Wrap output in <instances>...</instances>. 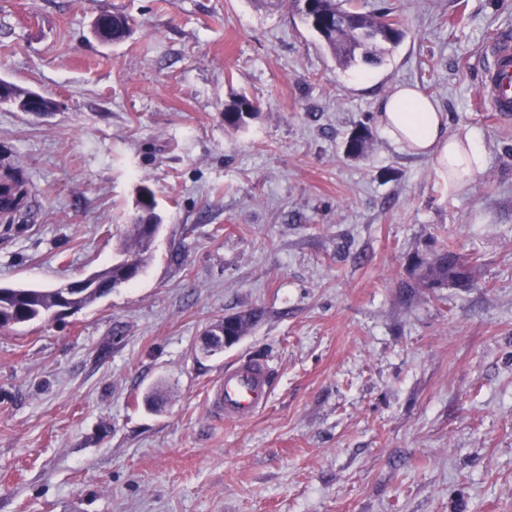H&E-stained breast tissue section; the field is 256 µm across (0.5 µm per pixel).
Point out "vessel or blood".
<instances>
[{
	"label": "vessel or blood",
	"mask_w": 512,
	"mask_h": 512,
	"mask_svg": "<svg viewBox=\"0 0 512 512\" xmlns=\"http://www.w3.org/2000/svg\"><path fill=\"white\" fill-rule=\"evenodd\" d=\"M483 103L501 118H512V37L502 36L487 49L483 70ZM272 391V370L263 360L250 358L225 368L208 393L210 408L225 422L252 419Z\"/></svg>",
	"instance_id": "vessel-or-blood-1"
}]
</instances>
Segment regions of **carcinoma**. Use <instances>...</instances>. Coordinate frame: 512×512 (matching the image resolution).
<instances>
[{
    "mask_svg": "<svg viewBox=\"0 0 512 512\" xmlns=\"http://www.w3.org/2000/svg\"><path fill=\"white\" fill-rule=\"evenodd\" d=\"M267 6L294 7L321 44L336 58L342 68H350L362 61L378 62L392 52L406 37L402 23L387 8L376 14L358 11L353 0H312L302 6L300 0H261ZM130 30L129 19L121 14L112 15V42L125 38ZM258 106L245 95L233 99L224 109V123L231 128H242L255 118ZM368 147L366 130L354 132L347 142V152L360 156ZM154 236L145 232L141 218L134 216L119 241L120 258L112 266L96 271L91 278L97 287L88 288L72 301L79 311L94 304L110 291L112 285L127 278L128 265L143 267L149 256ZM476 266L465 255L451 247H444L430 260L415 263L420 285L437 289L448 285L471 288L476 285ZM57 288L0 287V329L40 319H50L59 306ZM259 317L256 311L231 316L233 323L226 332L230 336H244Z\"/></svg>",
    "mask_w": 512,
    "mask_h": 512,
    "instance_id": "obj_1",
    "label": "carcinoma"
}]
</instances>
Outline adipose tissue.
Here are the masks:
<instances>
[{
  "instance_id": "obj_1",
  "label": "adipose tissue",
  "mask_w": 512,
  "mask_h": 512,
  "mask_svg": "<svg viewBox=\"0 0 512 512\" xmlns=\"http://www.w3.org/2000/svg\"><path fill=\"white\" fill-rule=\"evenodd\" d=\"M381 128L400 149L432 160L449 193L460 192L487 164L486 152L472 129H451L448 116L416 88L403 86L379 103Z\"/></svg>"
}]
</instances>
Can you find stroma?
<instances>
[{
	"label": "stroma",
	"instance_id": "1",
	"mask_svg": "<svg viewBox=\"0 0 512 512\" xmlns=\"http://www.w3.org/2000/svg\"><path fill=\"white\" fill-rule=\"evenodd\" d=\"M356 2L407 36L344 69L261 0H0V79L56 105L0 104L28 191L0 285L110 267L141 186L162 222L135 281L0 331V512H512V122L478 105L512 0ZM103 13L130 18L122 42L94 36ZM401 84L479 133L488 164L458 194L384 137ZM242 94L260 112L232 129ZM446 244L477 287H418ZM241 358L273 392L227 424L207 390ZM229 317L230 319L235 320V323H230L229 326L225 328L228 336L224 332V324L220 330L215 328L209 330L215 331L216 335H212V333L208 332L204 334L202 346L200 347V352L203 355H212L213 353L222 351L224 346H228L230 342H234L236 340V336H245L250 327L259 317V313L257 311H251Z\"/></svg>",
	"mask_w": 512,
	"mask_h": 512
}]
</instances>
